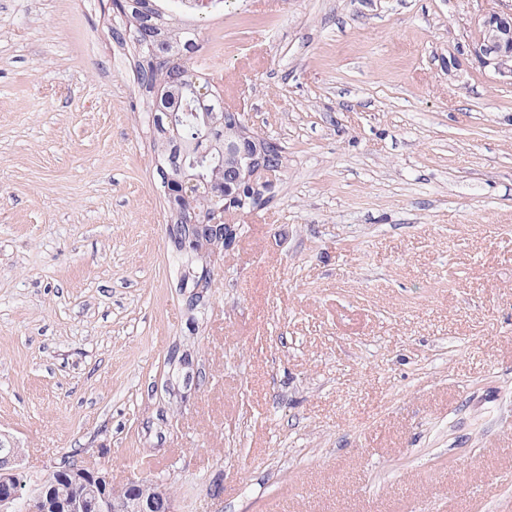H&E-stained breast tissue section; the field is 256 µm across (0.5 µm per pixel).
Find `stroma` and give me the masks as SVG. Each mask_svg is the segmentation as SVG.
Returning a JSON list of instances; mask_svg holds the SVG:
<instances>
[{"instance_id":"stroma-1","label":"stroma","mask_w":512,"mask_h":512,"mask_svg":"<svg viewBox=\"0 0 512 512\" xmlns=\"http://www.w3.org/2000/svg\"><path fill=\"white\" fill-rule=\"evenodd\" d=\"M512 0H224L225 105L288 156L185 287L107 0H0V433L174 512H512ZM470 52L484 70L512 83V11L486 17Z\"/></svg>"}]
</instances>
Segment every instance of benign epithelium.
<instances>
[{
  "label": "benign epithelium",
  "mask_w": 512,
  "mask_h": 512,
  "mask_svg": "<svg viewBox=\"0 0 512 512\" xmlns=\"http://www.w3.org/2000/svg\"><path fill=\"white\" fill-rule=\"evenodd\" d=\"M136 41L148 44V60L155 66L177 67L181 61L168 55L160 46L161 38L146 30ZM470 52L480 67L512 81V11L493 13L482 23L479 39ZM224 125L232 126L224 134V157L234 161L224 190V204L212 207L200 216L189 207L180 212L191 215L187 233L179 245L197 250L211 241L229 246L236 239L237 228L231 218L264 204L275 196L287 157L275 142L255 134L244 113L225 108ZM163 175L165 193L169 198L184 195L185 183L171 156L158 160ZM21 449L0 438V512H173L171 497L163 483L154 481L145 491V481L132 479L123 491L107 493L112 478L106 472L88 468L75 461L54 466L50 472L78 488V495L65 502L54 498L44 483H30L20 466Z\"/></svg>",
  "instance_id": "obj_1"
}]
</instances>
